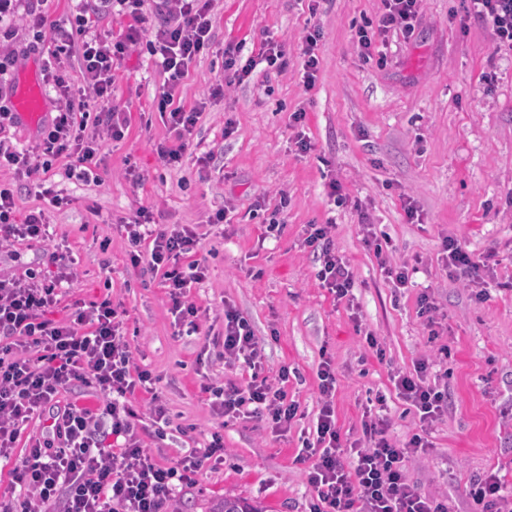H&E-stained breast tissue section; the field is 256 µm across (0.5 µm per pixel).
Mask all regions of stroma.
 Segmentation results:
<instances>
[{"label": "stroma", "instance_id": "1", "mask_svg": "<svg viewBox=\"0 0 512 512\" xmlns=\"http://www.w3.org/2000/svg\"><path fill=\"white\" fill-rule=\"evenodd\" d=\"M211 0L212 45L191 65L175 92L185 107L201 105L192 141L180 164L163 165L156 146L168 132L153 102L165 76L146 49L164 19L146 0L141 20L123 12L103 16L99 35L139 25L142 41L118 61L112 95L124 109L123 140L105 141L98 181L65 175L54 162L49 184L68 197L51 209L54 239L17 246L0 265L17 273L53 271L55 245L67 246L75 278L66 301L111 298L124 312L136 362L157 375L170 423L148 425L144 448L163 464L184 449L208 444L213 420L201 386L232 378L220 348L203 333L177 332L158 275L132 267L118 226L136 209L152 210L160 224H199L230 207L223 237L205 235L198 252L210 278L189 298L205 312L203 325L224 329L232 304L264 345L266 375L287 371V392L298 407L288 433L263 430L260 421L224 428V463L205 464L176 493L177 512H207L222 496L260 502L265 512H309L311 489L295 458L321 408L317 370L331 360L336 376V422L345 443L362 438L364 413L385 407L388 435L408 440L418 418L398 398L391 376L413 371L434 353L433 379L448 387V412L432 428L433 446L411 458V485L447 502L450 512H473L468 484L497 474L512 490V58L495 53L485 23L460 22L462 0H424L411 38L389 36L386 65L362 56L353 34L373 26L381 0ZM319 31L320 72L313 89L301 81L305 38ZM284 42L287 63L256 70L229 84L224 48L245 43L259 50L267 38ZM495 68L498 80L483 75ZM224 83L223 96L208 90ZM304 113L295 122V113ZM232 135H225V128ZM310 147L299 151L297 134ZM210 153L199 166L200 153ZM346 197L335 205L329 182ZM411 197L419 222L403 209ZM275 231H268L271 221ZM333 223L337 252L354 276L357 312L336 303L317 278V253L302 244L307 225ZM373 225L391 247V264L407 267L408 287L396 288L366 246L361 225ZM455 236L493 269L486 299L448 277L445 236ZM434 298L432 318L418 314L422 292ZM385 351L365 349L358 328ZM438 331L430 339V331ZM446 347L440 355L438 347Z\"/></svg>", "mask_w": 512, "mask_h": 512}]
</instances>
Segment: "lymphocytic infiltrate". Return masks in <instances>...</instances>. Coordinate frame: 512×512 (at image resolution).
I'll use <instances>...</instances> for the list:
<instances>
[{"instance_id": "obj_1", "label": "lymphocytic infiltrate", "mask_w": 512, "mask_h": 512, "mask_svg": "<svg viewBox=\"0 0 512 512\" xmlns=\"http://www.w3.org/2000/svg\"><path fill=\"white\" fill-rule=\"evenodd\" d=\"M44 0H0V43L15 40L19 29L35 31L54 45L42 64L46 82L58 92V112L44 124L38 141L28 149L2 138L16 122L11 110L0 105V168L13 171L17 181L34 182L40 197L61 207L66 199L55 194L37 174L49 170L51 160L68 159L69 178L86 182L97 168L99 144L89 123L104 126L115 141L125 136L127 118L112 97L113 69L129 45L140 38L128 28L115 39L97 34L103 15L113 9L138 14L143 0H82L73 23L75 32L48 24ZM210 0H157L164 17L148 46L167 76V91L157 102L168 127V140L156 149L166 165L181 162L199 119L200 107L175 104L172 90L189 72L191 64L211 42ZM421 0H383V10L373 29L358 28L356 36L366 53L386 43L389 33L401 30L412 36ZM467 15L486 22L494 50L512 55V0H465ZM20 16L21 27L10 19ZM244 44L227 46L224 68L234 80L252 76L258 65L283 67L287 55L281 42L269 38L258 54L248 55ZM77 51L80 79L71 83L61 65L62 54ZM50 221L45 209L19 214L14 190L0 184V246L48 241ZM130 245L132 266L146 265L160 275L176 323L198 329L199 310L188 300L193 286L209 277L206 259L198 255L201 235L195 224L165 226L155 223L147 208H139L123 226ZM304 246L320 253L317 273L336 301L353 302L354 274L340 256L324 224L306 229ZM449 274L455 275L476 298L486 296L487 271L465 244L449 236L442 241ZM55 274L48 279L0 270V460L10 459L25 426L48 417L47 437L32 439L22 467L12 471L8 497H0V512H168L177 484L190 482L203 463L224 460L222 430L234 419L267 422L276 432L286 431L297 414L283 387L261 378V345L249 322L232 306L224 308V359L227 366L242 362L251 369L246 386L207 384L214 431L205 449H189L173 466L155 462L142 446L140 415L131 401L137 394L151 396L148 406L153 422L168 419L157 394L156 377L133 359L122 315L111 300L67 304L64 321L48 319L49 308L62 303L64 283L73 277V261L58 254ZM430 362L419 359L414 373L392 378L398 396L414 409L420 430L401 444L386 436V419L363 423V438L342 445L333 404L336 377L330 361L318 371L322 405L314 440L305 442L296 457L303 464L308 484L315 492L310 512H448L447 503L429 498L411 486L405 463L429 448L432 425L448 410V394L429 378ZM95 388L100 414L73 404H60L58 396L73 383ZM476 512H512V498L495 474L474 479L469 488Z\"/></svg>"}]
</instances>
